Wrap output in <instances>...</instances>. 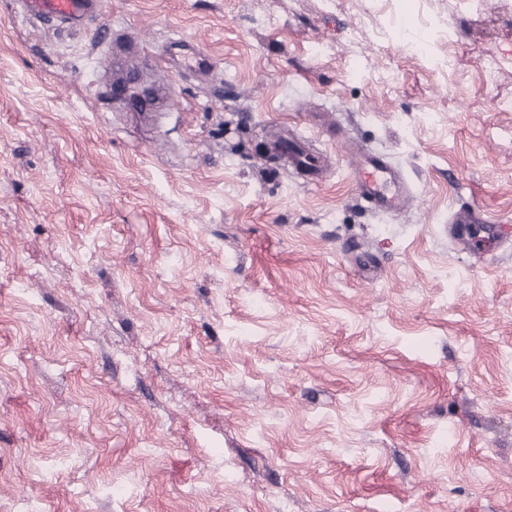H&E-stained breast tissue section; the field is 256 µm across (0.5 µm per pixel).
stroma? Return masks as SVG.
Masks as SVG:
<instances>
[{
    "mask_svg": "<svg viewBox=\"0 0 512 512\" xmlns=\"http://www.w3.org/2000/svg\"><path fill=\"white\" fill-rule=\"evenodd\" d=\"M505 100L512 0H0V512H512ZM28 11L46 22L79 23L102 7L100 0H19ZM274 150L279 151V145L275 144ZM280 151L288 155V163L294 169L298 170L306 167L310 171L313 180L320 181L324 178L327 168L324 165H319L318 162L310 161L300 144L293 143L289 146L287 143H281ZM364 168L359 171V194L379 210H401L409 201L399 172L379 155L361 149Z\"/></svg>",
    "mask_w": 512,
    "mask_h": 512,
    "instance_id": "1",
    "label": "stroma"
}]
</instances>
